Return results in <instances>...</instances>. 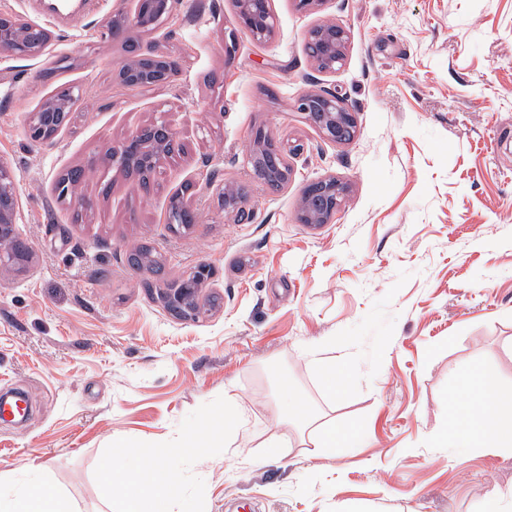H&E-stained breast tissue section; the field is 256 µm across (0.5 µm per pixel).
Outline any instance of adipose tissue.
Segmentation results:
<instances>
[{
	"label": "adipose tissue",
	"mask_w": 512,
	"mask_h": 512,
	"mask_svg": "<svg viewBox=\"0 0 512 512\" xmlns=\"http://www.w3.org/2000/svg\"><path fill=\"white\" fill-rule=\"evenodd\" d=\"M448 442L456 447L512 451V392L501 389L495 372L477 368L450 391ZM123 450H113L100 470L99 512H112V483L122 478L134 487L123 512H170L168 500L177 479L165 468L148 473L122 466ZM0 512H74L66 493L33 474L19 481L0 480Z\"/></svg>",
	"instance_id": "1"
}]
</instances>
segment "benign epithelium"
<instances>
[{
    "label": "benign epithelium",
    "instance_id": "7a95c632",
    "mask_svg": "<svg viewBox=\"0 0 512 512\" xmlns=\"http://www.w3.org/2000/svg\"><path fill=\"white\" fill-rule=\"evenodd\" d=\"M238 24L257 41L269 39L275 31V17L270 0H233ZM173 0H136L134 13H116L105 18L102 25H112V38L122 39L130 48V61L118 70L117 79L131 87L151 88L167 85L180 72V63L171 56L157 53L151 48L142 49L134 32L155 27L172 11ZM17 14L0 13V51L19 58H34L42 54L52 38L50 30L24 21L16 22ZM349 32L334 22H323L306 33V46L313 48L309 56L321 72H334L346 58ZM298 109L312 118L322 136L339 142L340 132L356 123L355 115L345 99L331 89H321L303 94L298 99ZM74 112L70 103L58 99L46 100L32 116L30 138L38 143H48L59 132L70 126ZM253 138L260 141L267 152L278 158H288L290 149L271 133L258 128ZM183 152V144L173 120L165 113L154 121L138 126L120 141L108 148V165L113 170L142 177L149 166L161 167ZM336 179H320L307 187L302 198L298 220L302 224H327L342 205ZM171 206L180 210L186 224L199 223V211L183 194L173 196ZM19 213V180L15 171L5 162L0 163V266L13 264L22 257V249L13 242L14 224ZM196 279L181 288H162L157 298L166 309L186 310L187 320H197L209 310L200 295V285L214 275L213 266L200 263Z\"/></svg>",
    "mask_w": 512,
    "mask_h": 512
}]
</instances>
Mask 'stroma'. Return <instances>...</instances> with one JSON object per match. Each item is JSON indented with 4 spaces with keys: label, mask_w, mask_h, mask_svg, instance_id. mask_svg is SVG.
<instances>
[{
    "label": "stroma",
    "mask_w": 512,
    "mask_h": 512,
    "mask_svg": "<svg viewBox=\"0 0 512 512\" xmlns=\"http://www.w3.org/2000/svg\"><path fill=\"white\" fill-rule=\"evenodd\" d=\"M134 8L0 0L52 33L40 58L0 53V160L20 181L26 252L0 267V394L29 402L23 421H0V471L41 472L97 512L99 466L123 442L138 466L163 449L157 465L183 485L174 512H479L512 487V452L441 435L465 373L491 369L512 389V0H326L315 13L272 0L265 42L232 0H174L137 35L182 62L150 89L117 80L128 53L100 26ZM325 20L350 34L332 74L306 51ZM67 88L74 124L34 142L33 113ZM321 88L355 113L351 142L299 111ZM163 111L187 152L145 189L102 158ZM258 127L302 146L282 189L249 163ZM92 159L78 217L55 183ZM329 177L349 187L333 222L297 223L307 184ZM188 179L200 221L176 232L166 213ZM226 184L245 188L251 223L225 213ZM138 243L164 276L128 267ZM203 261L215 275L200 294L219 305L175 318L152 291ZM330 362L351 374L335 395L319 377ZM284 376L357 447H316L317 429L284 412Z\"/></svg>",
    "instance_id": "stroma-1"
}]
</instances>
